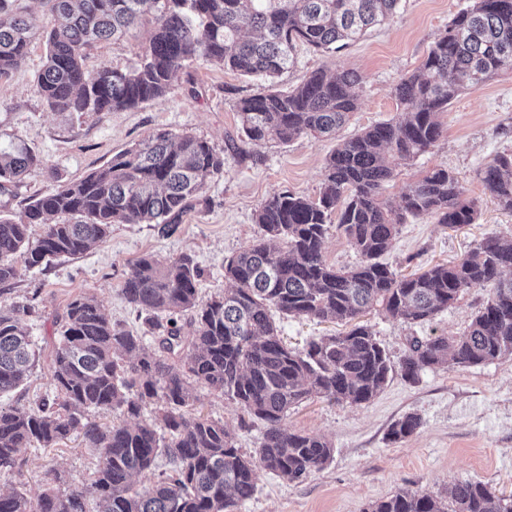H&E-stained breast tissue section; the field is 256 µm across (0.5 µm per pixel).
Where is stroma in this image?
<instances>
[{"instance_id": "obj_1", "label": "stroma", "mask_w": 512, "mask_h": 512, "mask_svg": "<svg viewBox=\"0 0 512 512\" xmlns=\"http://www.w3.org/2000/svg\"><path fill=\"white\" fill-rule=\"evenodd\" d=\"M471 3L401 0L389 21L368 29L346 48L325 53L298 46L295 64L278 78V88L301 83L317 68L353 70L362 78L359 107L335 138L302 136L264 148L258 162L227 152L225 146L239 133L237 101L262 91L263 81L190 61L163 97L134 110L54 112L35 87L46 50L42 39H33L24 65L0 79V146L25 145L41 163L19 185L0 194V214L19 218L31 198L86 176L159 130L191 133L223 149L224 173L208 184L205 203L184 213L172 231L161 232L156 224H116L103 243L82 254L59 258L47 267L19 266L14 282L0 286V307H32L25 325L36 343V359L24 383L0 395V407L27 408L54 395L52 360L58 331L68 303L79 296L95 297L112 322L138 332L145 346L155 349L148 325L122 294L125 278L142 255H192L201 270L200 299L222 294L229 286L224 277L227 259L263 234L254 222L256 211L270 196L286 190L317 197L337 141L396 114L394 85L421 65L436 35ZM148 38L149 29L143 26L126 41L95 44L87 51L85 65L91 71L103 64L134 70ZM440 121L441 138L429 152L395 165L384 198L398 206L424 172L444 165L465 187L467 198L476 202L478 218L455 228L430 216L399 225L383 260L405 273L452 261L491 234L512 240V212L502 210L477 177L496 155L512 151V72L462 92ZM487 298L484 289L465 291L437 315L434 328L448 335L461 333ZM367 320L394 366L384 388L358 406L312 398L289 410L284 426L329 439L330 462L297 485L258 470L254 495L235 512H364L370 503L399 491L443 495L454 481H477L512 495V361L428 369L411 382L398 364L409 337L424 335V328L380 309ZM194 395L193 413L224 423L242 453L253 454L262 422L207 387L195 386ZM408 414L419 416L420 427L405 440L389 442L392 423ZM96 464V453L74 437L53 448L27 449L20 473L11 482L34 500L57 474L68 488L91 482Z\"/></svg>"}]
</instances>
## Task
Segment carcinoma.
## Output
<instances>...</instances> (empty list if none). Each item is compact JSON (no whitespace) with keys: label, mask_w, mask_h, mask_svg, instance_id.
Returning <instances> with one entry per match:
<instances>
[{"label":"carcinoma","mask_w":512,"mask_h":512,"mask_svg":"<svg viewBox=\"0 0 512 512\" xmlns=\"http://www.w3.org/2000/svg\"><path fill=\"white\" fill-rule=\"evenodd\" d=\"M16 2L0 0V79L22 67L30 38L43 30L46 62L36 88L54 112L133 110L164 96L189 60L270 82L268 90L238 101L240 134L227 144L257 161L270 143L336 135L358 109L361 78L354 71L329 76L317 69L294 87L276 88L296 48H343L384 22L399 0H42L51 16L46 25L18 13ZM145 21L153 30L138 68L86 69L92 44L118 42ZM509 71L512 0H474L436 36L421 66L397 83L396 115L336 147L318 199L283 191L259 208L255 223L263 237L226 262L232 288L203 302L191 255L140 257L122 291L157 331L158 350H147L143 337L112 323L93 298L70 302L53 357L52 380L62 401L0 408V479L19 473L27 449L53 448L74 432L98 454L95 479L63 492L49 487L34 501L0 490V512H231L253 496L260 467L304 482L329 462L333 447L320 435L283 428L282 420L312 396L361 405L379 394L391 361L372 327L360 322L376 307L430 327L408 339L401 371L410 381L425 369L512 359V241L490 235L450 264L408 275L381 261L409 216H433L448 226L472 224L478 216L475 201L444 165L427 171L399 208H390L383 190L393 170L384 155L408 161L428 152L442 136L439 116L451 101ZM39 163L25 147L0 148V191ZM223 174L224 153L207 141L157 133L33 199L19 220L0 217V285L16 278L17 262L38 266L76 256L105 241L114 224H159L167 232ZM478 178L502 209L512 211V152L494 157ZM54 215L78 221L46 223ZM333 215L359 255L348 269L324 258ZM34 224L45 225L35 239ZM471 288L488 290L483 307L462 333H437L438 313ZM274 309L348 329L297 350L281 338ZM29 314L25 305L0 309V394L17 389L34 363L33 342L23 330ZM184 315L190 320L182 321ZM195 383L264 423L255 455L242 454L223 423L187 414ZM150 401L160 405L152 423L123 421L103 430L81 417L87 409L137 416ZM419 425L408 414L391 425L387 439L403 440ZM162 455L176 467L134 489L133 480L152 471ZM365 512H512V497L481 482H452L444 497L402 491Z\"/></svg>","instance_id":"1"}]
</instances>
